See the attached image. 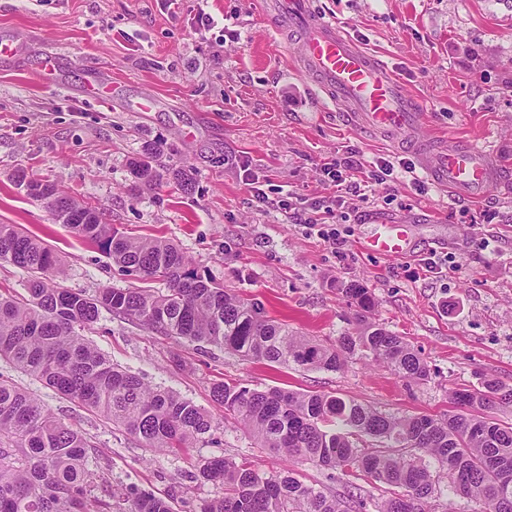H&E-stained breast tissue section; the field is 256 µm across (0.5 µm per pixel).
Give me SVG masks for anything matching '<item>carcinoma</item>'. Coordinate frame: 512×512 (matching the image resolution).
<instances>
[{"instance_id":"cac0c4a2","label":"carcinoma","mask_w":512,"mask_h":512,"mask_svg":"<svg viewBox=\"0 0 512 512\" xmlns=\"http://www.w3.org/2000/svg\"><path fill=\"white\" fill-rule=\"evenodd\" d=\"M130 172L151 187L160 173L134 158ZM24 183L72 204L48 208L121 271L165 283L163 289L103 288L94 295L57 286L60 261L17 224H0V261L29 274L27 296L0 292V360L43 382L134 436L145 448H191L213 428V417L176 393L152 387L113 363L84 331L101 311L172 338L223 348L243 358L283 367L339 371L353 358L383 363L397 378H428L426 361L404 337L374 318L375 301L359 284L341 291L356 308L336 341L308 338L270 319L264 305L224 288L163 238H133L54 185L19 171ZM224 408L260 447L295 464L328 471L346 492L299 479L288 467L275 474L249 459L203 460L199 476L224 489L201 512H427L444 493L468 498L474 512H512V424L497 410L512 406V388L485 377L480 386L454 389L462 410L445 418L397 417L352 398L288 388L212 384ZM93 448L85 434L62 421L32 393L0 378V512H174L171 499L133 486L123 496L91 495L106 478L88 467ZM448 471L441 488L442 471ZM384 485L376 501L362 481Z\"/></svg>"}]
</instances>
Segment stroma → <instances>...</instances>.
<instances>
[{
    "label": "stroma",
    "mask_w": 512,
    "mask_h": 512,
    "mask_svg": "<svg viewBox=\"0 0 512 512\" xmlns=\"http://www.w3.org/2000/svg\"><path fill=\"white\" fill-rule=\"evenodd\" d=\"M312 2L420 99V138L498 152L507 184L483 199L455 198L423 176L412 153L315 101L293 74L286 35L255 0H0V33L70 58L53 84L42 81L33 52L0 65V224L22 225L60 260V287L92 295L135 279L14 185L17 170L96 207L129 236L165 237L225 287L254 296L270 316L316 339L333 341L347 329L352 308L340 287L363 285L380 322L430 369L420 384L359 358L337 372L287 369L102 313L89 341L214 419L205 441L155 452L0 361V377L92 441L89 467L105 474L109 491L134 484L170 497L176 512H200L220 493L196 479L201 460L246 457L270 473L287 468L212 403L210 388L224 379L337 394L396 416L447 415L455 409L449 389L485 377L512 387V0ZM202 11L216 28L198 32ZM91 69L111 82V101L84 93ZM143 97L155 99L151 111L134 110ZM153 146L161 179L137 188L129 162ZM347 157L405 168L371 183L365 198L341 203L324 167ZM177 170L191 173V190L174 178ZM254 179L270 201L314 203L320 222L349 227L342 252L288 210L259 207L248 187ZM371 220L413 225L415 255L388 259L363 250ZM430 252L447 258V271L421 270L419 259Z\"/></svg>",
    "instance_id": "stroma-1"
}]
</instances>
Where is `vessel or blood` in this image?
Listing matches in <instances>:
<instances>
[{"instance_id":"obj_1","label":"vessel or blood","mask_w":512,"mask_h":512,"mask_svg":"<svg viewBox=\"0 0 512 512\" xmlns=\"http://www.w3.org/2000/svg\"><path fill=\"white\" fill-rule=\"evenodd\" d=\"M259 8L280 27L299 33L297 71L309 89L325 95L337 111L387 139L418 130L424 110L412 101L392 69L316 12L311 0H260ZM421 167L439 186L466 199L488 196L504 176L489 150L453 140L428 149ZM362 247L387 257L407 255L413 249V227L383 221L371 224Z\"/></svg>"}]
</instances>
